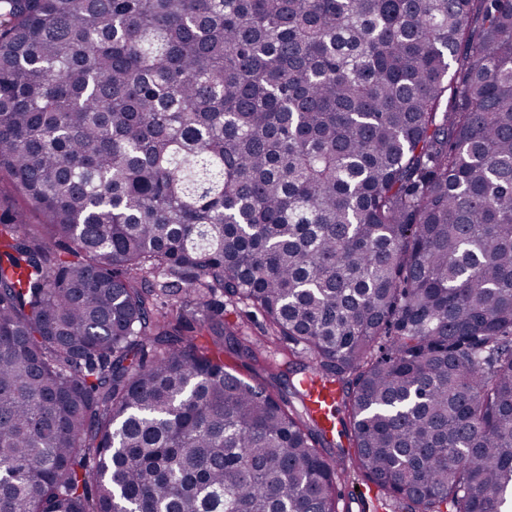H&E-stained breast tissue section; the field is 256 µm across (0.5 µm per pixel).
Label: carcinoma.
<instances>
[{
	"mask_svg": "<svg viewBox=\"0 0 512 512\" xmlns=\"http://www.w3.org/2000/svg\"><path fill=\"white\" fill-rule=\"evenodd\" d=\"M2 175L0 512H512V0H0ZM218 300L224 304V319L242 322L244 336H264L265 321L260 314L252 313L253 309L239 301H227L221 296ZM224 362L250 383L262 385L275 393H279L287 401L298 405V400L288 379L273 380L254 361L241 360L227 353H224ZM305 402L308 409L316 418L319 427L328 440L336 435V403L338 390L334 385L322 381H308L305 383ZM345 481H340L339 489L341 500L339 503L340 512H408L400 509L375 485L367 482L363 476L354 470L344 472ZM359 486V491L355 487ZM363 499L367 503L366 508L360 510L357 502Z\"/></svg>",
	"mask_w": 512,
	"mask_h": 512,
	"instance_id": "1",
	"label": "carcinoma"
}]
</instances>
